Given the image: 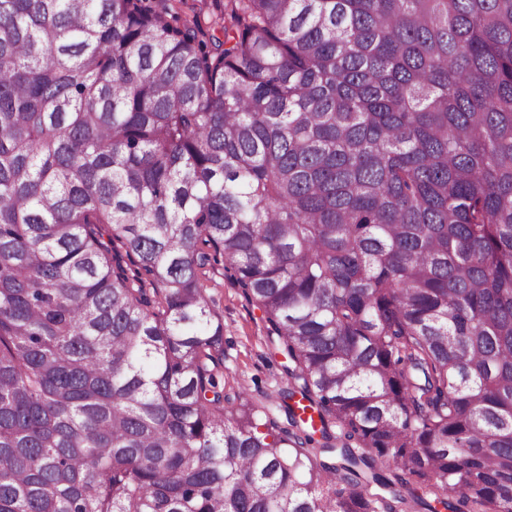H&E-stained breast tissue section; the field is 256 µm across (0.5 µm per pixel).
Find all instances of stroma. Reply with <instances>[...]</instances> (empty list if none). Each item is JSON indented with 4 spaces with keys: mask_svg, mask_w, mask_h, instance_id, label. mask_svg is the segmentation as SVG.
I'll list each match as a JSON object with an SVG mask.
<instances>
[{
    "mask_svg": "<svg viewBox=\"0 0 512 512\" xmlns=\"http://www.w3.org/2000/svg\"><path fill=\"white\" fill-rule=\"evenodd\" d=\"M204 285L214 311L224 322V393L232 399L244 396L257 424L265 425L287 377L281 358L269 354L263 313L243 296L223 266L208 272Z\"/></svg>",
    "mask_w": 512,
    "mask_h": 512,
    "instance_id": "1",
    "label": "stroma"
}]
</instances>
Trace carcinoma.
<instances>
[{"label":"carcinoma","mask_w":512,"mask_h":512,"mask_svg":"<svg viewBox=\"0 0 512 512\" xmlns=\"http://www.w3.org/2000/svg\"><path fill=\"white\" fill-rule=\"evenodd\" d=\"M184 3L0 0V512H512V0ZM203 282L214 311L224 321V395L238 405L242 401L237 396L243 392L240 395L248 400L260 430H265L278 390L287 383L284 359L269 355L263 313L243 296L230 272L217 265Z\"/></svg>","instance_id":"obj_1"}]
</instances>
